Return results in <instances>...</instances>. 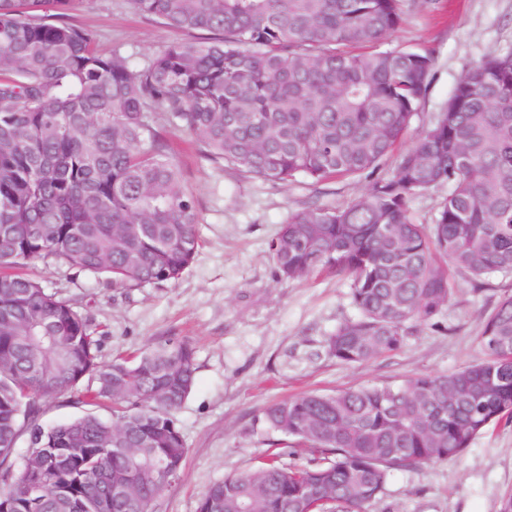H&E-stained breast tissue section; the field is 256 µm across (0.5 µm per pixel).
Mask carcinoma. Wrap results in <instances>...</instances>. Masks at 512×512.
Returning <instances> with one entry per match:
<instances>
[{
    "instance_id": "cac0c4a2",
    "label": "carcinoma",
    "mask_w": 512,
    "mask_h": 512,
    "mask_svg": "<svg viewBox=\"0 0 512 512\" xmlns=\"http://www.w3.org/2000/svg\"><path fill=\"white\" fill-rule=\"evenodd\" d=\"M176 31L133 67L57 22L70 0H0V512H153L188 448L176 412L195 349L168 338L100 360L87 314L16 269L39 259L119 288L173 283L198 245L196 200L157 129L265 181L374 173L405 135L430 57L380 52L399 0H131ZM448 184L431 224L413 194ZM276 274L345 277L358 316L326 352L362 364L401 349L448 306L449 269L512 274V52L460 79L442 117L349 206L308 209L269 244ZM485 360L400 385L306 393L268 406L266 429L320 463L227 475L197 512H365L391 471L461 457L512 420V294L484 317ZM112 405L44 426L42 402ZM26 450L18 452L20 442Z\"/></svg>"
}]
</instances>
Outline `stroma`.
<instances>
[{"label":"stroma","mask_w":512,"mask_h":512,"mask_svg":"<svg viewBox=\"0 0 512 512\" xmlns=\"http://www.w3.org/2000/svg\"><path fill=\"white\" fill-rule=\"evenodd\" d=\"M400 8V27L377 50L417 51L431 57L432 67L399 150L384 158L376 175L318 185L304 179L264 182L209 161L197 137L163 121L158 130L196 198L199 248L182 278L128 289L42 260L27 269L89 315L103 361L170 336L194 345L195 384L176 414L188 454L178 479L156 500L155 512H197L208 487L274 451L287 466L321 461L316 449L266 431L263 411L273 402L311 391L398 384L485 358L481 323L512 292V275L491 276L479 288L467 274L454 273L451 300L436 320L419 325L396 353L346 365L325 346L356 315L348 281L326 273L283 281L269 256L270 241L293 214L311 205L345 208L374 176L392 177L402 151L440 118L461 76L487 57L512 52V0H400ZM64 20L134 65L173 42L206 38L167 28L136 12L130 0H73ZM509 493L512 423L502 422L457 460L393 471L366 512H499Z\"/></svg>","instance_id":"obj_1"}]
</instances>
